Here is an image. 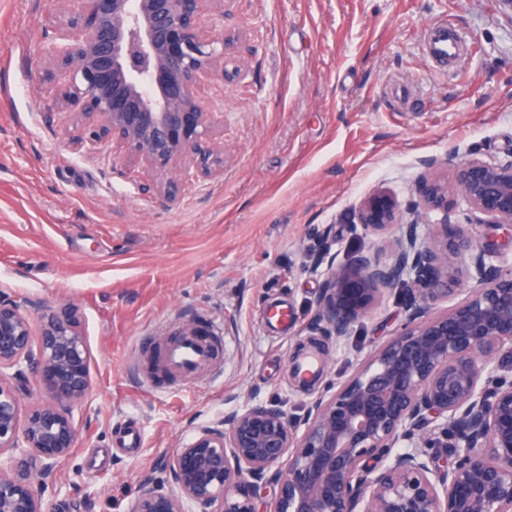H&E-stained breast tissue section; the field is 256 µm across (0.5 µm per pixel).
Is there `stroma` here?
<instances>
[{"label":"stroma","instance_id":"stroma-1","mask_svg":"<svg viewBox=\"0 0 512 512\" xmlns=\"http://www.w3.org/2000/svg\"><path fill=\"white\" fill-rule=\"evenodd\" d=\"M62 0H0V290L45 305L78 303L91 390L80 437L57 468L45 512H130L142 476L203 425L250 396L307 395L294 357L320 346L319 386L349 372L400 326L393 296L345 348L310 328L321 280L312 268L334 226L337 262L379 248L351 217L374 191L414 197L429 159L512 155V11L501 0H230L216 32L244 30L240 76L214 79L224 114L223 175L186 184L169 206L109 153L74 149L28 64ZM444 22L468 42L445 64L425 29ZM287 306L288 327L271 326ZM211 344L195 381L151 367L183 322ZM138 429L132 453L120 443Z\"/></svg>","mask_w":512,"mask_h":512}]
</instances>
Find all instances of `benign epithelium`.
Wrapping results in <instances>:
<instances>
[{
  "instance_id": "1",
  "label": "benign epithelium",
  "mask_w": 512,
  "mask_h": 512,
  "mask_svg": "<svg viewBox=\"0 0 512 512\" xmlns=\"http://www.w3.org/2000/svg\"><path fill=\"white\" fill-rule=\"evenodd\" d=\"M218 11L224 0H67L38 46L40 95L87 149L119 143L161 207L224 174V113L205 85L239 75L244 37L209 35L201 20ZM427 167L407 211L381 189L353 214L366 232L397 230L387 257L336 263L328 226L313 268L312 330L343 345L395 292L396 332L295 419L282 402L253 400L199 428L144 474L131 512H512V251L476 231L512 232V156ZM450 169L463 224L448 212ZM32 375L45 401L25 410ZM89 389L79 306L0 293V512H45Z\"/></svg>"
}]
</instances>
